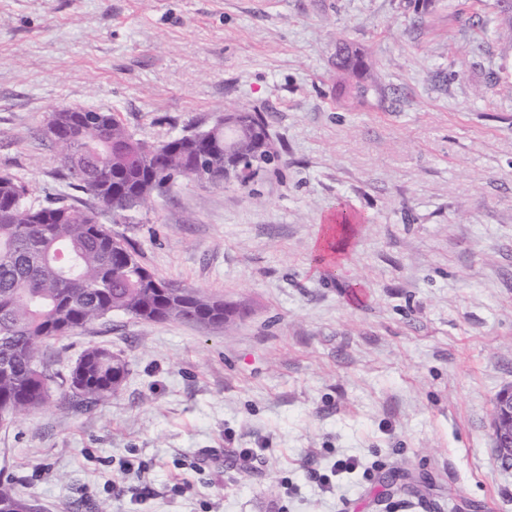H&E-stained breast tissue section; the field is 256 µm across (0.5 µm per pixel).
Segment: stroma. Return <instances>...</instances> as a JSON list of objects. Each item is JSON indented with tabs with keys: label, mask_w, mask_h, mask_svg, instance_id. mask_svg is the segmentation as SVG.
Returning a JSON list of instances; mask_svg holds the SVG:
<instances>
[{
	"label": "stroma",
	"mask_w": 512,
	"mask_h": 512,
	"mask_svg": "<svg viewBox=\"0 0 512 512\" xmlns=\"http://www.w3.org/2000/svg\"><path fill=\"white\" fill-rule=\"evenodd\" d=\"M496 0H0V173L43 205L52 105L152 141L264 113L285 165L182 179L113 236L232 327L115 314L51 343L129 374L0 421V480L38 512H512L492 439L512 387V33ZM376 60L338 93V29ZM369 223L338 230V200ZM238 448L260 459H235ZM356 459L350 473L337 461ZM128 373V365L119 354L101 346L83 351L70 375L73 398L79 402L98 403L115 394Z\"/></svg>",
	"instance_id": "stroma-1"
}]
</instances>
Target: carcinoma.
Instances as JSON below:
<instances>
[{"label": "carcinoma", "instance_id": "1", "mask_svg": "<svg viewBox=\"0 0 512 512\" xmlns=\"http://www.w3.org/2000/svg\"><path fill=\"white\" fill-rule=\"evenodd\" d=\"M373 67L371 57L336 34V70L341 87L366 92L358 83ZM237 153L259 157L264 165L284 160L269 133L264 114L241 106ZM59 147L71 155L63 179L102 203L119 209H149L161 185L181 173L207 166V185L224 187V125L201 136L181 135L159 143L149 156L145 140L111 112H82L64 105L51 115ZM26 185L0 174V419L36 412L53 396L54 373L44 345L89 323L121 313L143 322L187 320L209 323L224 314V299L157 277L136 252L112 236L91 212L62 200L34 207ZM370 222L341 202L336 223ZM128 365L101 346L83 351L70 375L72 397L98 403L124 382ZM0 512H36L0 483Z\"/></svg>", "mask_w": 512, "mask_h": 512}]
</instances>
